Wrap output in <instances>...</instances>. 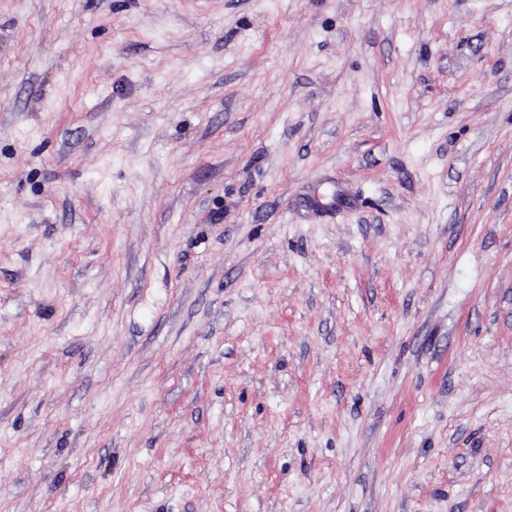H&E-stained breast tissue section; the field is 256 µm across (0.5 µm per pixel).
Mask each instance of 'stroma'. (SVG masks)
<instances>
[{
	"label": "stroma",
	"instance_id": "35a3bbf8",
	"mask_svg": "<svg viewBox=\"0 0 512 512\" xmlns=\"http://www.w3.org/2000/svg\"><path fill=\"white\" fill-rule=\"evenodd\" d=\"M0 512H512V0H0Z\"/></svg>",
	"mask_w": 512,
	"mask_h": 512
}]
</instances>
